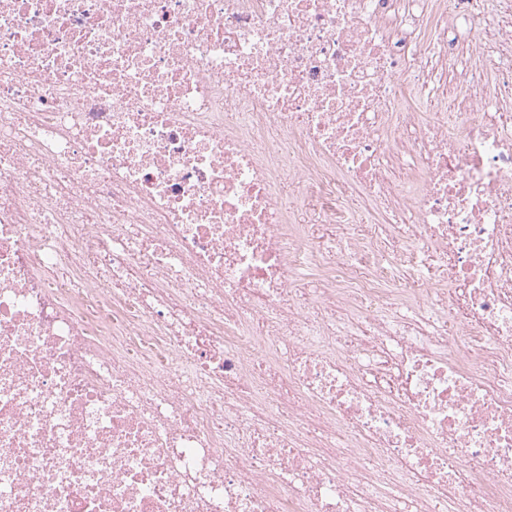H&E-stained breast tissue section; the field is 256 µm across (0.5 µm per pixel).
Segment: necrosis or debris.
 <instances>
[{
	"label": "necrosis or debris",
	"mask_w": 512,
	"mask_h": 512,
	"mask_svg": "<svg viewBox=\"0 0 512 512\" xmlns=\"http://www.w3.org/2000/svg\"><path fill=\"white\" fill-rule=\"evenodd\" d=\"M461 38L512 76V0H0V512H512Z\"/></svg>",
	"instance_id": "4bbe7bcc"
}]
</instances>
